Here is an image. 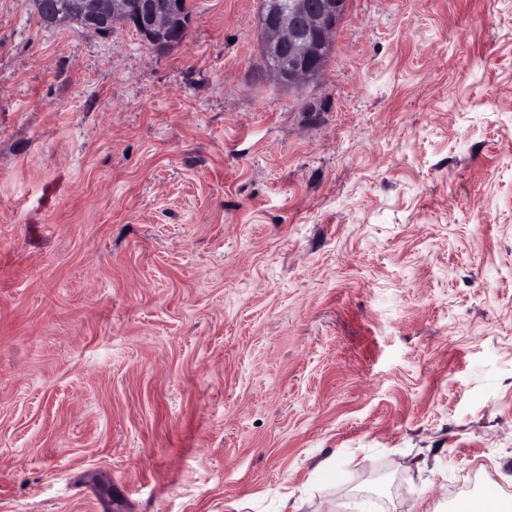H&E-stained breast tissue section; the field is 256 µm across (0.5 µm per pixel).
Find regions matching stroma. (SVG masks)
<instances>
[{
	"instance_id": "stroma-1",
	"label": "stroma",
	"mask_w": 512,
	"mask_h": 512,
	"mask_svg": "<svg viewBox=\"0 0 512 512\" xmlns=\"http://www.w3.org/2000/svg\"><path fill=\"white\" fill-rule=\"evenodd\" d=\"M259 3L0 0V512L512 495V0H349L301 91ZM36 1H46V8H38ZM69 0H34L41 22L47 26L69 27L76 31L88 29V24L101 26L107 30H93L94 33L110 35L119 28L135 31L143 40L154 41L159 33L168 32L171 40L180 45L187 39L189 21L183 20L180 10L181 3L177 0H93L88 3H77L88 19L75 14L69 8ZM110 33H108V32ZM169 43L168 35L159 34L153 42H148L153 49L157 45Z\"/></svg>"
}]
</instances>
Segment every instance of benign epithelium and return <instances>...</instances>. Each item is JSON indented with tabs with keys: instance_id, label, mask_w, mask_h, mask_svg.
<instances>
[{
	"instance_id": "obj_1",
	"label": "benign epithelium",
	"mask_w": 512,
	"mask_h": 512,
	"mask_svg": "<svg viewBox=\"0 0 512 512\" xmlns=\"http://www.w3.org/2000/svg\"><path fill=\"white\" fill-rule=\"evenodd\" d=\"M347 0H321L310 8L305 0H265L258 15L260 52L277 58L268 76L282 88L323 76L309 75L307 63L318 57L322 47L334 41L346 10ZM88 24L112 32L119 28L135 31L143 40L153 41L160 33L184 42L189 24L183 20L177 0H90L78 3Z\"/></svg>"
}]
</instances>
